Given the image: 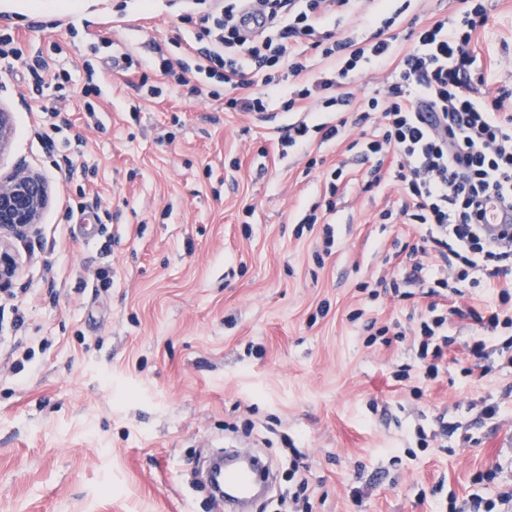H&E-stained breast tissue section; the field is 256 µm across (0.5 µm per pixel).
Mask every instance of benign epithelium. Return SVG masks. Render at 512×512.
Returning <instances> with one entry per match:
<instances>
[{
    "label": "benign epithelium",
    "mask_w": 512,
    "mask_h": 512,
    "mask_svg": "<svg viewBox=\"0 0 512 512\" xmlns=\"http://www.w3.org/2000/svg\"><path fill=\"white\" fill-rule=\"evenodd\" d=\"M12 135V113L0 108V153ZM48 203L49 188L41 174L27 168L0 173V290L17 274L14 242L37 232Z\"/></svg>",
    "instance_id": "7a95c632"
}]
</instances>
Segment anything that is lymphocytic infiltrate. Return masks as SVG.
<instances>
[{"label":"lymphocytic infiltrate","mask_w":512,"mask_h":512,"mask_svg":"<svg viewBox=\"0 0 512 512\" xmlns=\"http://www.w3.org/2000/svg\"><path fill=\"white\" fill-rule=\"evenodd\" d=\"M184 21L203 41L193 64L158 55L156 63L171 84L190 87L205 77L224 86V107L263 114L273 102L297 113L282 129L281 148L308 149L312 134L321 141L343 140L351 123L378 121L379 131L360 144L367 162L366 190L394 184L400 208L382 210L381 223L418 225L423 249H411L398 273L402 287L429 295H452L450 311L430 305L420 314L413 346L424 378L434 379L450 343L448 316L472 319L481 328L467 348L484 358L489 342L512 364V229L491 241L482 229L481 207L494 196L512 206V89L492 90L495 66L476 47L489 25L484 0H465L452 16L413 20L414 47L399 54L395 26L401 15L392 0H190ZM357 14L363 37L336 36L330 22ZM329 60L311 72L310 55ZM261 73L260 92L237 90L245 68ZM393 68L386 89L363 96L356 120L344 112L353 94L352 77ZM334 112L332 121L309 124L300 118L306 104ZM498 279L493 307L466 302L480 277Z\"/></svg>","instance_id":"obj_1"}]
</instances>
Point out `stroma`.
Returning <instances> with one entry per match:
<instances>
[{"mask_svg":"<svg viewBox=\"0 0 512 512\" xmlns=\"http://www.w3.org/2000/svg\"><path fill=\"white\" fill-rule=\"evenodd\" d=\"M30 2L0 0L24 51L0 66L14 126L0 170L38 171L51 202L17 243V276L0 293V512H224L199 472L228 445L276 475L255 512H282L295 465L313 512H444L449 495L512 485V368L482 374L465 349L472 321L452 316L449 359L417 399L392 373L416 362L422 292L384 291L373 303L378 324L403 331L390 345L366 347L348 320L364 298L358 284L397 269L398 247L420 242L413 225L376 221L399 207L397 188L364 191L367 166L343 142L280 156V107L262 119L184 88L139 96L112 59L130 53L162 84L153 46L184 58L182 0ZM487 5L478 50L500 62L493 87H512V0ZM85 27L106 31L110 47L92 52ZM53 44L72 74L87 60L100 69L94 117L79 86L53 103L78 147L41 122L45 100L28 88L51 81L52 70L36 76L29 65ZM339 165L349 186L335 212L298 232L296 213L323 204ZM15 348L32 353L20 369ZM487 395L502 421H477L470 404ZM441 418L456 428L443 447L415 448V425ZM248 423L259 440L242 435ZM495 465L497 483L477 484Z\"/></svg>","mask_w":512,"mask_h":512,"instance_id":"obj_1","label":"stroma"}]
</instances>
